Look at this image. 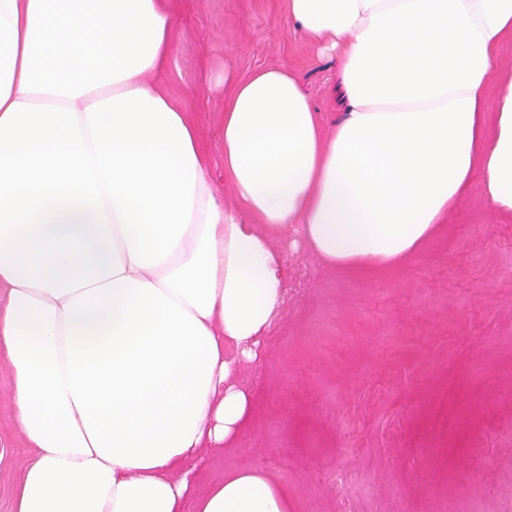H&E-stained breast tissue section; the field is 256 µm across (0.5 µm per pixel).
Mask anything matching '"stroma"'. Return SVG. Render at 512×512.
<instances>
[{
    "label": "stroma",
    "mask_w": 512,
    "mask_h": 512,
    "mask_svg": "<svg viewBox=\"0 0 512 512\" xmlns=\"http://www.w3.org/2000/svg\"><path fill=\"white\" fill-rule=\"evenodd\" d=\"M173 54L153 75L199 131L216 197L224 178L225 77L295 72L325 128L342 111L336 62L289 25L287 0H169ZM291 300L243 373L258 418L205 477L272 472L291 512H486L474 489L512 497V222L479 186L446 231L380 274L330 272L304 254L288 267ZM0 365V512L30 450ZM486 465L473 468L475 459ZM342 470L344 486L326 478Z\"/></svg>",
    "instance_id": "stroma-1"
}]
</instances>
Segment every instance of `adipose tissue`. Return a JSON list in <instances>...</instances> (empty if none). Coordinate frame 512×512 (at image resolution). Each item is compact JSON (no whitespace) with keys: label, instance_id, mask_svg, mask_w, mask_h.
I'll return each instance as SVG.
<instances>
[{"label":"adipose tissue","instance_id":"ef3b65f1","mask_svg":"<svg viewBox=\"0 0 512 512\" xmlns=\"http://www.w3.org/2000/svg\"><path fill=\"white\" fill-rule=\"evenodd\" d=\"M336 58L325 130L263 68L210 161L152 74L167 0H0V363L31 450L13 512H289L249 467L202 485L203 450L257 418L240 375L288 306V255L402 265L480 183L512 219V0H287ZM494 109H487L491 81Z\"/></svg>","mask_w":512,"mask_h":512}]
</instances>
